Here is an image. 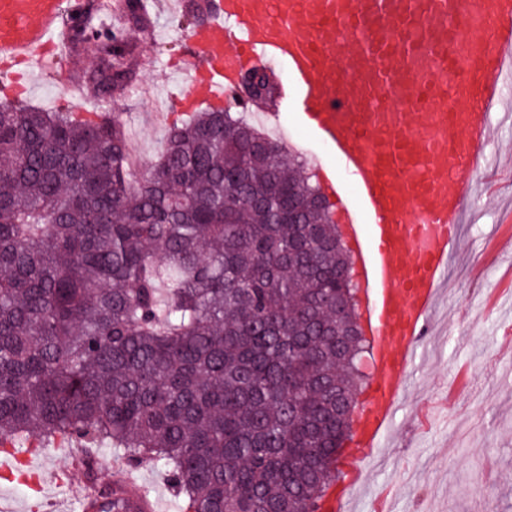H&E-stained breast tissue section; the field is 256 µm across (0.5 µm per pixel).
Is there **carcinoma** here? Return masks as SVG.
<instances>
[{"label": "carcinoma", "instance_id": "obj_1", "mask_svg": "<svg viewBox=\"0 0 512 512\" xmlns=\"http://www.w3.org/2000/svg\"><path fill=\"white\" fill-rule=\"evenodd\" d=\"M114 12L123 30L94 35ZM65 23L70 56L95 42L85 93L125 91L142 0ZM241 82L278 92L266 69ZM274 144L230 107L199 112L138 173L115 118L0 106V448L158 461L182 512H318L367 339L330 208Z\"/></svg>", "mask_w": 512, "mask_h": 512}]
</instances>
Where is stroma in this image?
<instances>
[{
  "instance_id": "obj_1",
  "label": "stroma",
  "mask_w": 512,
  "mask_h": 512,
  "mask_svg": "<svg viewBox=\"0 0 512 512\" xmlns=\"http://www.w3.org/2000/svg\"><path fill=\"white\" fill-rule=\"evenodd\" d=\"M152 35L142 43L136 91L93 102L73 97V60L29 71L25 104L46 111L116 114L131 132L142 162L155 159L172 121L174 98L185 85L181 55L192 29L168 0L150 5ZM277 142L306 168L336 171L343 197L332 200L335 220L354 200L352 177L338 169L329 147L283 109ZM512 222V167L486 171L478 180L460 229L461 255L452 262L447 288L430 330L410 367L407 395L399 404L382 448L366 461L369 484L356 488L350 512H374L373 493L388 491L390 512H512V300L493 304L489 294L512 289V265L498 251V232ZM36 462L72 472L69 487H48L64 512H82L88 482L71 449L37 452ZM145 488L155 512H181L162 463L127 465L110 448L99 451L98 482L114 477Z\"/></svg>"
}]
</instances>
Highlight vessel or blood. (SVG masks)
Returning <instances> with one entry per match:
<instances>
[{"label":"vessel or blood","mask_w":512,"mask_h":512,"mask_svg":"<svg viewBox=\"0 0 512 512\" xmlns=\"http://www.w3.org/2000/svg\"><path fill=\"white\" fill-rule=\"evenodd\" d=\"M187 38L195 63L180 112L223 109L243 72L286 65L305 89L303 125L356 177L348 214L376 367L354 418L348 479L322 512H346L381 446L458 248L489 117L512 86V0H210ZM63 0H0V93L27 91L13 66L58 57ZM46 469L0 466L43 491Z\"/></svg>","instance_id":"vessel-or-blood-1"}]
</instances>
